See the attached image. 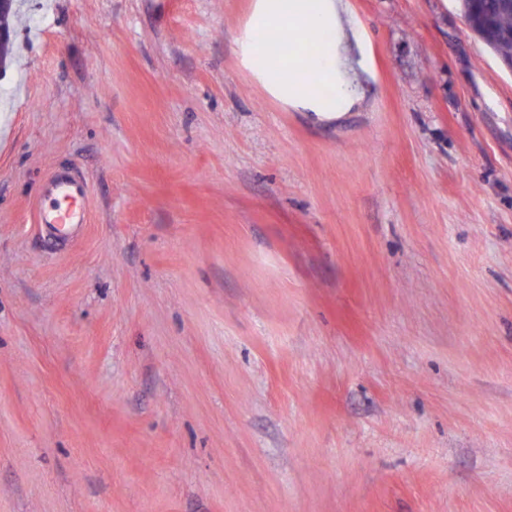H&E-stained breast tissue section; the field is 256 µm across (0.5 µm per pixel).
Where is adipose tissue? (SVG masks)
Wrapping results in <instances>:
<instances>
[{
    "label": "adipose tissue",
    "instance_id": "ef3b65f1",
    "mask_svg": "<svg viewBox=\"0 0 512 512\" xmlns=\"http://www.w3.org/2000/svg\"><path fill=\"white\" fill-rule=\"evenodd\" d=\"M288 29L317 34L313 48L289 43L280 52L264 34ZM233 42L239 64L273 99L331 122L357 108L349 90L356 51L362 50L346 0H254ZM328 87L327 96L314 86Z\"/></svg>",
    "mask_w": 512,
    "mask_h": 512
}]
</instances>
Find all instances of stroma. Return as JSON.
I'll return each mask as SVG.
<instances>
[{
	"label": "stroma",
	"instance_id": "35a3bbf8",
	"mask_svg": "<svg viewBox=\"0 0 512 512\" xmlns=\"http://www.w3.org/2000/svg\"><path fill=\"white\" fill-rule=\"evenodd\" d=\"M42 2L0 77V512H512V71L459 0H348L370 76L323 123L240 67L253 0ZM38 224H52L60 232L87 224L88 186L71 170H54L46 180Z\"/></svg>",
	"mask_w": 512,
	"mask_h": 512
}]
</instances>
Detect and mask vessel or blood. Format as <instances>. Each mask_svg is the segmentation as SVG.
<instances>
[{
  "instance_id": "b4317fda",
  "label": "vessel or blood",
  "mask_w": 512,
  "mask_h": 512,
  "mask_svg": "<svg viewBox=\"0 0 512 512\" xmlns=\"http://www.w3.org/2000/svg\"><path fill=\"white\" fill-rule=\"evenodd\" d=\"M88 201V186L79 175L70 170L53 171L45 183L38 221L61 232L85 224Z\"/></svg>"
}]
</instances>
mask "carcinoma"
Instances as JSON below:
<instances>
[{
	"instance_id": "obj_1",
	"label": "carcinoma",
	"mask_w": 512,
	"mask_h": 512,
	"mask_svg": "<svg viewBox=\"0 0 512 512\" xmlns=\"http://www.w3.org/2000/svg\"><path fill=\"white\" fill-rule=\"evenodd\" d=\"M465 23L471 33L502 62L512 64V4L506 0H459ZM20 14L15 0L0 9V28L12 31ZM15 57V42L8 38L0 42V70L7 71Z\"/></svg>"
}]
</instances>
